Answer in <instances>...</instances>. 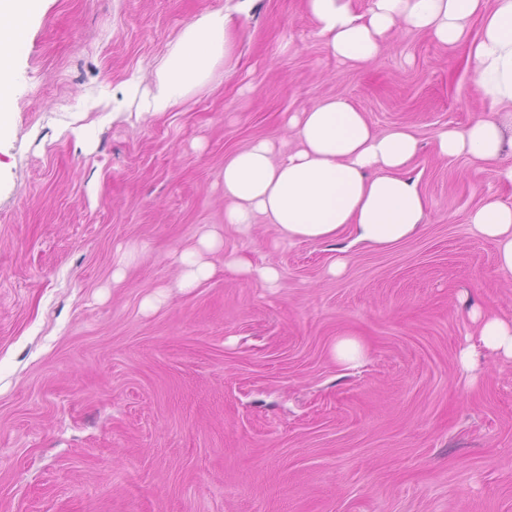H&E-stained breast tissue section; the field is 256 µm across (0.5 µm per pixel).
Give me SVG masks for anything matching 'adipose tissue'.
I'll return each mask as SVG.
<instances>
[{"mask_svg": "<svg viewBox=\"0 0 512 512\" xmlns=\"http://www.w3.org/2000/svg\"><path fill=\"white\" fill-rule=\"evenodd\" d=\"M486 1L373 0L359 14L352 0H306V9L318 37L342 61H373L400 24L448 45L467 42L473 85L493 111L465 128L440 130L436 150L447 158L465 155L489 162L499 157L504 128L512 120V0H494L491 9ZM39 5L40 0H0V70L11 67L17 55V21ZM475 17L481 29L473 37L468 25ZM232 50V26L223 11H209L184 24L140 95L142 112L173 111L221 84ZM285 127L297 141L296 149L280 152L273 141L256 139L225 157V224L248 236L260 217L291 242L347 235L353 243L378 250L419 231L426 201L416 181L405 175L419 149L410 128L376 131L363 112L336 96L289 114ZM468 222L495 243L499 269L512 274V205L488 201L469 213ZM222 244L221 236L208 229L197 246L180 253V287H197L214 274V265L203 255L219 251ZM470 317L479 343L461 350L462 369L473 370L483 353L512 361V320L478 306L471 308Z\"/></svg>", "mask_w": 512, "mask_h": 512, "instance_id": "obj_1", "label": "adipose tissue"}]
</instances>
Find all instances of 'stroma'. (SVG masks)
<instances>
[{
	"instance_id": "1",
	"label": "stroma",
	"mask_w": 512,
	"mask_h": 512,
	"mask_svg": "<svg viewBox=\"0 0 512 512\" xmlns=\"http://www.w3.org/2000/svg\"><path fill=\"white\" fill-rule=\"evenodd\" d=\"M219 9L221 85L156 116L131 97L107 121L86 109ZM316 32L304 0H42L26 23L0 138V512H512V362L458 361L471 306L512 319V276L467 222L512 204L495 176L512 147L435 151L490 110L466 43L400 27L358 65ZM329 96L414 131L427 202L417 234L351 249L338 277L335 243L225 225L221 182L225 156ZM206 227L278 287L220 268L179 288L175 256ZM344 335L359 368L332 357ZM332 352L337 362L349 367L360 365L365 358L364 347L351 336L338 338L333 344Z\"/></svg>"
}]
</instances>
